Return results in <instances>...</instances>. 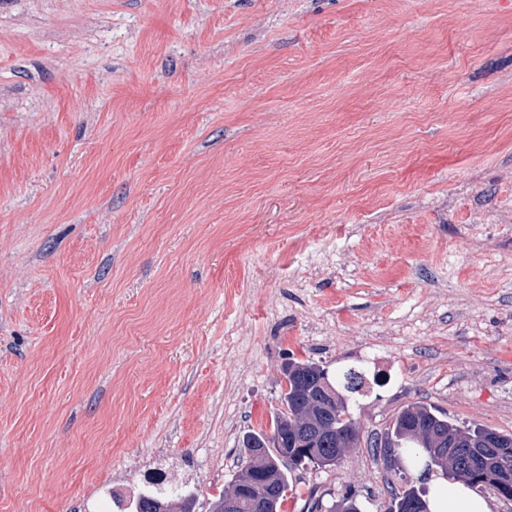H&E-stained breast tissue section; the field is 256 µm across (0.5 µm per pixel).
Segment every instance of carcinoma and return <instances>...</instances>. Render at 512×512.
<instances>
[{
  "mask_svg": "<svg viewBox=\"0 0 512 512\" xmlns=\"http://www.w3.org/2000/svg\"><path fill=\"white\" fill-rule=\"evenodd\" d=\"M288 366L293 371L288 376L287 393L281 395L287 411L279 413L273 423V428L285 435L284 447L269 446L264 433L243 437L244 449L261 448L263 454L252 461L245 460L240 473L233 476L230 492L237 494L234 512H281L290 488V470L320 468V459L336 457V449L345 447L350 439L358 442L359 432L349 412L348 399L342 395L335 402L324 393L320 365L291 361ZM427 432L448 439V472L453 477L512 500V485L496 486L487 473L501 460V446L512 447V434L481 425H460L435 407L416 402L393 416L382 442L401 443L414 468L429 460L431 449L418 441V436ZM424 496V490L410 486L393 494L388 512H406ZM135 512H195V496L178 487H160L141 493Z\"/></svg>",
  "mask_w": 512,
  "mask_h": 512,
  "instance_id": "carcinoma-1",
  "label": "carcinoma"
}]
</instances>
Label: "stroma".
<instances>
[{
    "mask_svg": "<svg viewBox=\"0 0 512 512\" xmlns=\"http://www.w3.org/2000/svg\"><path fill=\"white\" fill-rule=\"evenodd\" d=\"M292 360L369 383L284 512H387L408 404L512 434V0H0V512H210ZM134 512H195V496L178 487L167 490L160 486L156 491L142 492Z\"/></svg>",
    "mask_w": 512,
    "mask_h": 512,
    "instance_id": "35a3bbf8",
    "label": "stroma"
}]
</instances>
